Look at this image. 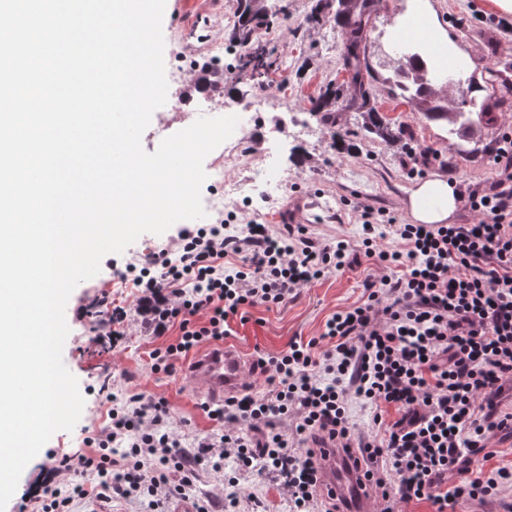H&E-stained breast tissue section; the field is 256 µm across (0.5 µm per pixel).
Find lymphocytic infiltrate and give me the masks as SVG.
Masks as SVG:
<instances>
[{
    "label": "lymphocytic infiltrate",
    "mask_w": 512,
    "mask_h": 512,
    "mask_svg": "<svg viewBox=\"0 0 512 512\" xmlns=\"http://www.w3.org/2000/svg\"><path fill=\"white\" fill-rule=\"evenodd\" d=\"M493 153L501 176L469 193L471 224H392L366 208L358 240L330 243L303 224L177 225L174 254L148 256L133 278L134 308L106 292L94 301L96 339L108 350L125 342L131 315L149 319L158 336L178 325L177 340L152 353L155 373L222 342L243 308L283 304L361 257L389 272L367 276L362 301L329 317L319 338L258 355L266 392L207 408L224 429L196 440V454L186 452L166 399L108 394V424L87 447L54 458L17 512L115 499L135 512H169L173 499L189 498L199 466L220 473L230 457L247 468L262 462L286 490L289 512H337L319 491L315 445L325 436L361 449L384 489L381 512L414 500L446 512L450 500H483L511 485V469L484 470L491 439L512 430V411L499 404L512 386V139ZM388 237L396 249H379ZM202 311L207 321L195 324ZM353 398L376 409L370 434L355 432ZM384 407L398 420L384 424ZM289 418L294 428L280 429ZM451 472L461 480L447 490Z\"/></svg>",
    "instance_id": "f902f5d3"
}]
</instances>
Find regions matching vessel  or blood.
Listing matches in <instances>:
<instances>
[{"mask_svg": "<svg viewBox=\"0 0 512 512\" xmlns=\"http://www.w3.org/2000/svg\"><path fill=\"white\" fill-rule=\"evenodd\" d=\"M253 362L233 343L209 347L185 367L186 387L193 397L211 405L242 396L249 391L247 378ZM319 448L324 498L335 499L340 512H373L378 492L370 487L363 465L357 462L358 449L329 439L320 442Z\"/></svg>", "mask_w": 512, "mask_h": 512, "instance_id": "obj_1", "label": "vessel or blood"}]
</instances>
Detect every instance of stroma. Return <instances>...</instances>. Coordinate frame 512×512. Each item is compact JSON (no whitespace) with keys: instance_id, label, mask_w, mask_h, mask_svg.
I'll use <instances>...</instances> for the list:
<instances>
[{"instance_id":"1","label":"stroma","mask_w":512,"mask_h":512,"mask_svg":"<svg viewBox=\"0 0 512 512\" xmlns=\"http://www.w3.org/2000/svg\"><path fill=\"white\" fill-rule=\"evenodd\" d=\"M428 3L441 28L458 44L470 47L468 74L482 86L477 99H498L502 105L494 111L492 121L474 120L472 132L460 138L449 136L446 125L426 121L415 103L392 94L386 79L393 76L398 58L387 45L409 19L408 0H380L368 37L370 63L378 74L372 83L373 102L379 112L412 128L415 145L436 153V162L422 174L408 177L400 163L401 150L377 140L359 138L349 151H335L326 128L310 115L311 99L329 81L340 84L347 79L340 60L344 31L331 21L318 25L309 22L313 0H266L269 14L284 10L288 19L272 25L264 36L273 68L260 85L241 72L243 49L228 40L231 28L224 18L235 14L236 0H166L162 30L168 95L142 134L143 149L155 152L165 137L183 130V123L172 122V112L183 109L201 115L211 111L207 88L193 77L194 70L209 65L210 60L198 50L189 56L183 53L185 46L208 35L224 44V59L217 70L232 85L231 92L222 99L224 108L258 95L266 99L265 110L252 113L244 131L254 142V163H262L265 152L274 151L288 163V182L272 198L265 199L254 191L248 171L226 168L224 180L236 191L229 196L223 215L206 214L205 223L225 218L232 224L250 220L272 224L277 214L298 203L304 207V222L314 239L354 240L365 207L386 212L401 224L411 222L409 195L425 179L455 181L457 190L464 194L483 189L498 174L491 148L505 134L512 133V34L501 33L488 23V16L494 12L490 0ZM169 243L165 234L140 236L123 253L104 256L99 273L72 292L65 312L69 334L62 359L78 380L85 400L82 415L73 430L56 432L26 466L5 512H16L17 501L37 489L52 458L85 447L87 439L106 425L108 406L98 395L106 380H113L118 392L166 398L182 423L185 445L220 431V424L208 418L179 375L151 371L152 352L173 342L178 327H170L160 337L132 325L124 349L106 354L96 342L90 321L77 318L78 308L91 306L103 289L110 291L116 301L132 304V283L114 276L113 267L140 263ZM383 272L378 263L366 259L355 269L329 274L299 289L286 304L245 309L242 319L233 323L232 340L248 354L275 355L291 342L319 337L333 313L361 299L365 277ZM225 473V477L238 480V512H251L257 504L263 512H288V499L270 476L234 463L226 466Z\"/></svg>"}]
</instances>
